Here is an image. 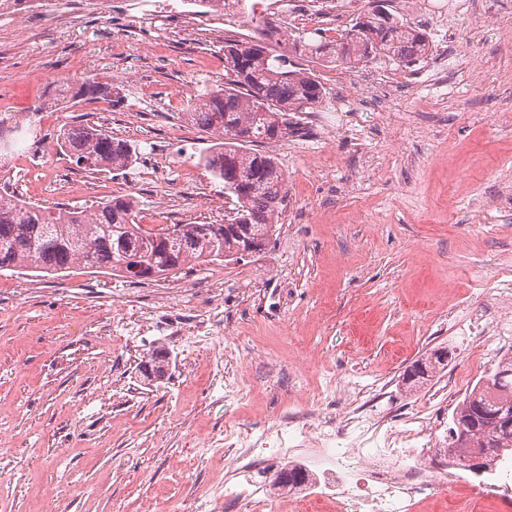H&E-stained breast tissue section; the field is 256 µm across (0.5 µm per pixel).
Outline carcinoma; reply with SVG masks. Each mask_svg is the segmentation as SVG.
Returning a JSON list of instances; mask_svg holds the SVG:
<instances>
[{"label": "carcinoma", "instance_id": "cac0c4a2", "mask_svg": "<svg viewBox=\"0 0 512 512\" xmlns=\"http://www.w3.org/2000/svg\"><path fill=\"white\" fill-rule=\"evenodd\" d=\"M387 0H365L352 23L334 39L296 38L292 49L311 60L358 69L378 58L412 63L431 50L427 32L391 13ZM224 85L188 101L184 116L217 136L199 163L224 185L233 215L222 224H174L155 232L138 224L139 201L133 195L104 199L92 209L44 208L0 190V269L57 273L79 263L130 282L175 276L193 266L239 262L265 251L279 231L274 221L286 193V177L273 156L256 151L259 143L282 138L287 116L319 108L329 91L308 68L285 67L259 38L224 41ZM109 87L93 79L60 85L70 101L104 98ZM29 130L0 116V169ZM61 146L90 170H122L131 165L136 146L89 126L63 130ZM430 352L403 373L412 389L445 368ZM168 352L156 350L141 374L161 379ZM512 414V359H504L465 394L452 413L448 447L461 469L475 452L485 454L490 472L504 452L512 451V425L496 419Z\"/></svg>", "mask_w": 512, "mask_h": 512}]
</instances>
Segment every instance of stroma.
Here are the masks:
<instances>
[{"instance_id": "obj_1", "label": "stroma", "mask_w": 512, "mask_h": 512, "mask_svg": "<svg viewBox=\"0 0 512 512\" xmlns=\"http://www.w3.org/2000/svg\"><path fill=\"white\" fill-rule=\"evenodd\" d=\"M312 19L239 14L223 34L193 19L195 33L130 0H43L40 14L0 13V113L30 117L40 157L12 158L0 182L44 206L89 208L133 194L144 228L220 224L231 206L198 158L215 138L182 119L192 95L224 82V41L242 28L279 29L274 55L322 28L336 37L332 0H305ZM390 12L430 36L427 70L380 105L358 89L328 96L325 112L356 121L322 137L299 128L266 144L287 176L280 230L266 252L243 262L196 267L224 290V330L184 347L174 318L137 334L144 286L81 266L47 274L0 270V512H194L217 505L232 468L224 429L254 432L284 407L318 392L339 409L344 382L384 387L395 425L427 404L440 431L467 390L474 354L454 321L492 309L512 317V0H440L426 14L412 0ZM157 31L144 51L132 34ZM94 77L110 96L52 107L56 82ZM432 103L434 116L422 113ZM104 128L135 143L124 171L78 167L56 139L70 126ZM161 178L143 181L139 167ZM85 191L75 195L74 181ZM447 348L448 365L417 392L404 370ZM169 354L163 379L138 370L155 350ZM258 391L260 408L225 412V381Z\"/></svg>"}]
</instances>
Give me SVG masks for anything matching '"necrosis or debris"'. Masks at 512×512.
Listing matches in <instances>:
<instances>
[{
    "label": "necrosis or debris",
    "mask_w": 512,
    "mask_h": 512,
    "mask_svg": "<svg viewBox=\"0 0 512 512\" xmlns=\"http://www.w3.org/2000/svg\"><path fill=\"white\" fill-rule=\"evenodd\" d=\"M322 397L309 395L261 435L234 427L224 431L237 480L225 486V500L238 512L267 506L281 512L289 498L262 489L256 474L297 466L313 476L302 505H334L336 512H415L428 500L456 497L463 484L453 459L440 455L426 412L415 410L396 427L382 410L349 406L334 416L322 411Z\"/></svg>",
    "instance_id": "4bbe7bcc"
}]
</instances>
